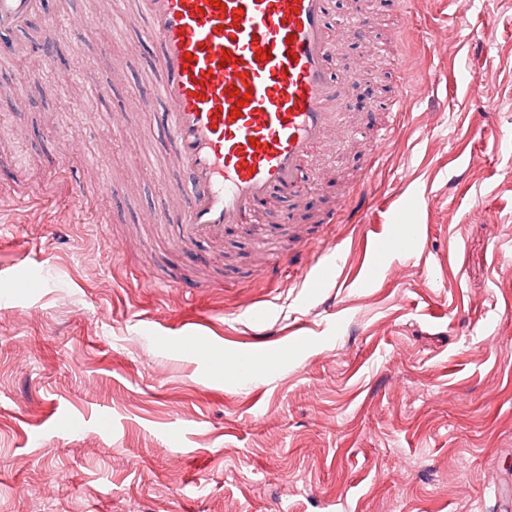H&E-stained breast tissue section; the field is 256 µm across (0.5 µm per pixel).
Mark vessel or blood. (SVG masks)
Segmentation results:
<instances>
[{
  "label": "vessel or blood",
  "instance_id": "obj_1",
  "mask_svg": "<svg viewBox=\"0 0 512 512\" xmlns=\"http://www.w3.org/2000/svg\"><path fill=\"white\" fill-rule=\"evenodd\" d=\"M223 2L219 10L211 0H126L123 9L155 48L153 92L173 159L187 176L186 186H168V203L154 215L183 251L201 243L219 250L225 231L253 223L274 195H298L303 166L347 123L349 92L367 79L338 75L329 0ZM43 11V0H0V31L23 29ZM44 26L28 79L53 95L60 84L45 79L44 65L57 21L45 17ZM384 106L392 120L375 131L382 145L404 102L396 95ZM396 224L390 249L400 252L420 226L408 210Z\"/></svg>",
  "mask_w": 512,
  "mask_h": 512
}]
</instances>
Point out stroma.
Wrapping results in <instances>:
<instances>
[{"label":"stroma","instance_id":"stroma-1","mask_svg":"<svg viewBox=\"0 0 512 512\" xmlns=\"http://www.w3.org/2000/svg\"><path fill=\"white\" fill-rule=\"evenodd\" d=\"M110 2L50 5L98 20L79 45L61 38L55 96L23 84V52L0 54V184L44 200L0 195V512H512V0H404L368 41L343 33L362 0H333L345 70L381 78L300 196L273 198L258 235L230 233L216 265L153 225L185 177L147 165L163 132L128 134L158 118L155 50ZM104 46L108 92L92 101L69 76ZM426 67L438 84L408 95L372 156L388 71L415 83ZM362 189L361 223H321ZM403 205L420 241L373 249ZM289 222L306 260H280ZM338 254L312 287L308 268ZM193 336L210 359L186 356ZM261 345L275 355L260 380L215 372Z\"/></svg>","mask_w":512,"mask_h":512}]
</instances>
